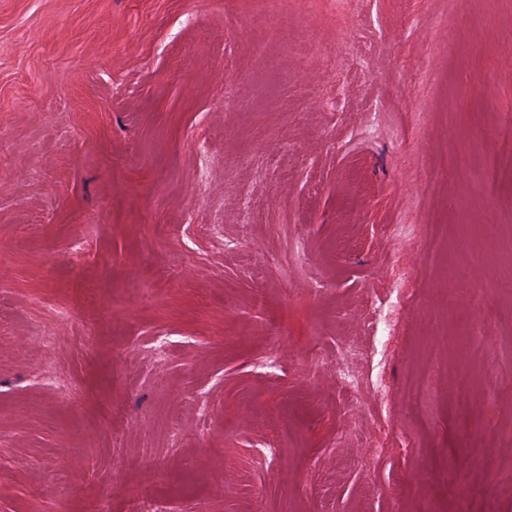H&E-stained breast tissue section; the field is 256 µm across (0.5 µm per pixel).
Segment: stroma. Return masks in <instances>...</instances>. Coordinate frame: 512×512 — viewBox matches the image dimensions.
<instances>
[{
  "mask_svg": "<svg viewBox=\"0 0 512 512\" xmlns=\"http://www.w3.org/2000/svg\"><path fill=\"white\" fill-rule=\"evenodd\" d=\"M511 102L512 0H0V512H512ZM512 106L506 107L503 119L499 122V132L495 145L484 150L479 158L477 178L482 187L493 191L505 165L512 161Z\"/></svg>",
  "mask_w": 512,
  "mask_h": 512,
  "instance_id": "1",
  "label": "stroma"
}]
</instances>
